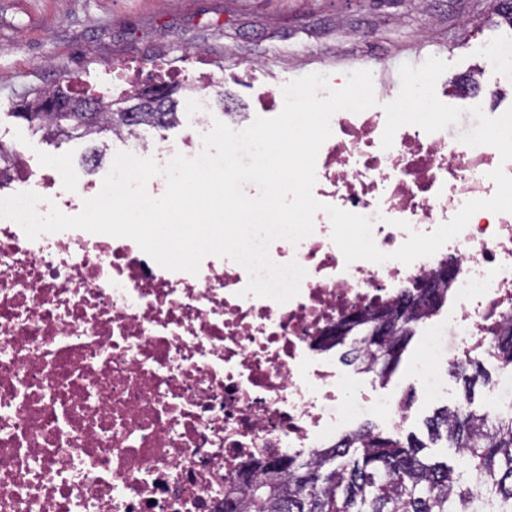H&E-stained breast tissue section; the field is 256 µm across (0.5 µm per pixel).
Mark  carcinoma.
<instances>
[{"label":"carcinoma","instance_id":"1","mask_svg":"<svg viewBox=\"0 0 512 512\" xmlns=\"http://www.w3.org/2000/svg\"><path fill=\"white\" fill-rule=\"evenodd\" d=\"M59 99L88 101L60 85L45 87L24 100L16 116L52 140L98 142L85 158L94 166L103 159L113 131L174 126L182 114L180 101L172 96L157 108L149 105L131 114L113 111L112 102L103 99L95 100L88 114L55 112L52 103ZM435 292L437 300L430 306L408 307L401 298L364 314L356 331L361 347L350 350L361 370L383 379L393 374L414 327L448 296L446 288ZM381 309L401 321V339L394 345L373 332V316ZM496 355L502 369L512 367V325L498 339ZM452 370L463 383V398L436 411L427 427L435 440L458 449L462 467L430 462L425 445L411 435L393 438L363 426L346 433L334 448L298 453L275 467L256 464L245 488L224 497V512H512V407H500L493 417L472 408L475 386H488L491 378L472 358Z\"/></svg>","mask_w":512,"mask_h":512}]
</instances>
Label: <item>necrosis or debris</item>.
<instances>
[{"mask_svg": "<svg viewBox=\"0 0 512 512\" xmlns=\"http://www.w3.org/2000/svg\"><path fill=\"white\" fill-rule=\"evenodd\" d=\"M213 86L204 74L187 103L198 137L170 144L136 129L113 137L108 157L150 152L164 165L197 155ZM373 87L376 106L333 116L313 196L373 218L390 256L410 231L432 232L467 201L493 197L490 172L512 175V161L414 125L382 148L388 90L378 75ZM14 185L84 199L102 187L35 176L23 159L0 178V189ZM331 232L320 211L311 235L271 244L275 263L306 271L280 304L245 294L247 271L226 258L205 257L193 275L126 237L74 229L31 240L0 219V512H224L246 462L330 447L362 408L405 421L402 403L358 395L337 376L326 336L345 312L391 302L449 265L454 362L493 346L512 318V213L478 211L408 265L346 263Z\"/></svg>", "mask_w": 512, "mask_h": 512, "instance_id": "necrosis-or-debris-1", "label": "necrosis or debris"}]
</instances>
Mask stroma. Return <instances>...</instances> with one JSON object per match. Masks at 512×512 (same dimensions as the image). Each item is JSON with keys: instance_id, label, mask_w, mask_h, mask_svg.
Masks as SVG:
<instances>
[{"instance_id": "35a3bbf8", "label": "stroma", "mask_w": 512, "mask_h": 512, "mask_svg": "<svg viewBox=\"0 0 512 512\" xmlns=\"http://www.w3.org/2000/svg\"><path fill=\"white\" fill-rule=\"evenodd\" d=\"M512 40V25L491 14L485 0H0V140L34 168L68 183L104 178L107 166L81 162L90 144L42 138L16 110L34 89L71 84L104 96L112 80L144 69L177 71L194 82L203 70L241 82L236 105L260 109L267 90L311 73L345 78L374 67L391 93L413 49L449 68L448 89L469 87L477 69H490L493 46ZM419 326L389 380L349 364L336 349V370L373 397H411L403 433L427 439L425 421L463 394L447 365L436 366L447 393L430 397L412 365L425 356Z\"/></svg>"}]
</instances>
